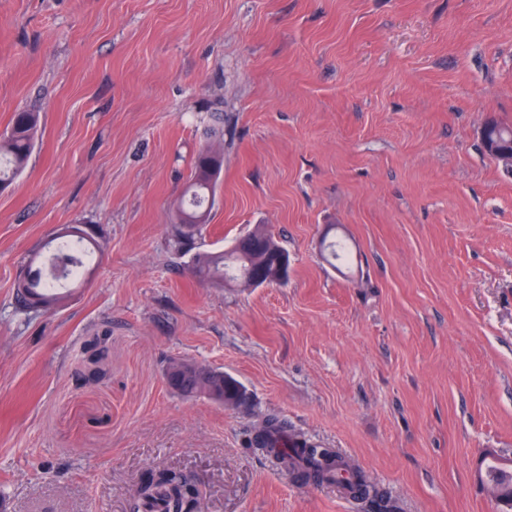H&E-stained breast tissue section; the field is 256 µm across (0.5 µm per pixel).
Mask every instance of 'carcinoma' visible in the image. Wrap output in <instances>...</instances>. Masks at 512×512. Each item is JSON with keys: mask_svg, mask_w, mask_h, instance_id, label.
<instances>
[{"mask_svg": "<svg viewBox=\"0 0 512 512\" xmlns=\"http://www.w3.org/2000/svg\"><path fill=\"white\" fill-rule=\"evenodd\" d=\"M39 115L22 111L14 114L11 128L0 135V186L13 185L24 171L38 130ZM500 139L499 149H512V126L490 122ZM224 166V142L212 143L197 152L187 182L184 199L175 205V236L178 244L192 240L201 228L209 223L215 200L217 182ZM64 244L81 249L88 255L95 252L97 243L88 239L77 224L67 226L56 236ZM249 245L234 246L218 253L199 252L192 258L194 272L218 286L234 284L243 286L245 273L261 270L269 283H279L288 276L281 259L288 255L273 236L263 227L252 231ZM44 262L31 261L20 273L17 282V298L22 308H49L60 303L65 294L60 292V275H42ZM195 365L173 362L167 375L178 372L182 384L176 387L180 393L191 395L201 389L218 403L229 399L240 407L248 400L246 388L237 379L220 375L204 384L194 373ZM252 442L266 453L274 454L283 470L295 479L317 483L342 485L354 497L361 498L376 508L377 512H392V506L368 496L364 475L344 461L335 450L320 448L309 442L304 434L288 427V423L271 419L264 428L253 435ZM484 482L495 496L507 488L512 489V465L494 457L485 467ZM200 491L185 475L160 470L155 478L142 484L137 493L135 512H195Z\"/></svg>", "mask_w": 512, "mask_h": 512, "instance_id": "carcinoma-1", "label": "carcinoma"}]
</instances>
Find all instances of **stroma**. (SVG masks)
<instances>
[{
  "label": "stroma",
  "mask_w": 512,
  "mask_h": 512,
  "mask_svg": "<svg viewBox=\"0 0 512 512\" xmlns=\"http://www.w3.org/2000/svg\"><path fill=\"white\" fill-rule=\"evenodd\" d=\"M25 109L39 136L0 193V512H132L162 469L201 512H365L249 447L269 418L396 512H496L512 173L482 134L512 125V0H0V134ZM216 131L211 221L182 248L172 205ZM70 224L100 247L84 284L19 310L22 267ZM260 225L287 282L193 273ZM174 360L248 402L174 393ZM491 460L493 463L485 467L483 482L500 500V494L503 490L507 488L512 490V465L498 457H492Z\"/></svg>",
  "instance_id": "stroma-1"
}]
</instances>
